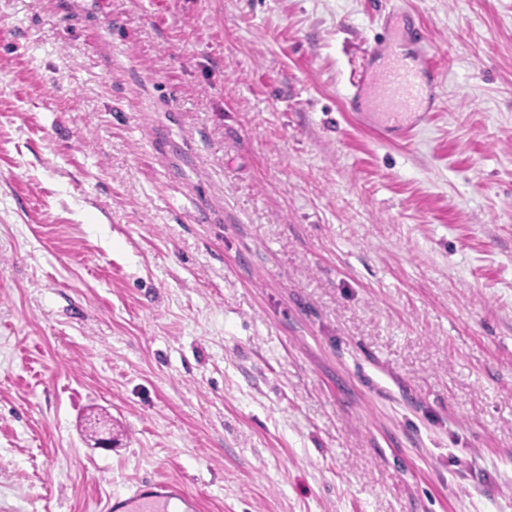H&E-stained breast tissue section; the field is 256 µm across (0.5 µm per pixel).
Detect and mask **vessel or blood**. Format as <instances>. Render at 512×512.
<instances>
[{
  "mask_svg": "<svg viewBox=\"0 0 512 512\" xmlns=\"http://www.w3.org/2000/svg\"><path fill=\"white\" fill-rule=\"evenodd\" d=\"M423 33L409 13L393 9L384 17L383 55L388 65L382 71L367 72L357 86L358 94L376 95L371 125L379 137L393 131L410 137L433 110L436 72L429 63ZM181 497L178 486L161 483L153 490H135L122 505L130 512H169L171 500Z\"/></svg>",
  "mask_w": 512,
  "mask_h": 512,
  "instance_id": "vessel-or-blood-1",
  "label": "vessel or blood"
}]
</instances>
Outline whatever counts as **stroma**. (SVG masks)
<instances>
[{"label": "stroma", "instance_id": "1", "mask_svg": "<svg viewBox=\"0 0 512 512\" xmlns=\"http://www.w3.org/2000/svg\"><path fill=\"white\" fill-rule=\"evenodd\" d=\"M394 6L397 143L345 110ZM158 478L512 512V0H0V512ZM384 23L385 42L380 46L388 65L382 71L367 72L356 93L364 96L376 90V102L371 107L376 119H371V129L383 139L390 132L399 131L405 140L434 109L437 74L429 63L424 30L411 14L391 9ZM405 28H412L417 35L410 54L403 49L408 44Z\"/></svg>", "mask_w": 512, "mask_h": 512}]
</instances>
